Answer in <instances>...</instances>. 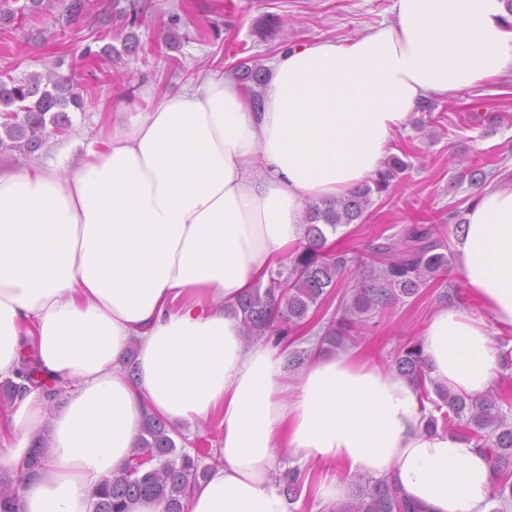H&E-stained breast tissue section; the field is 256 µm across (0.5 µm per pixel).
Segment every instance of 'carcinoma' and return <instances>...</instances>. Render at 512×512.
<instances>
[{"mask_svg":"<svg viewBox=\"0 0 512 512\" xmlns=\"http://www.w3.org/2000/svg\"><path fill=\"white\" fill-rule=\"evenodd\" d=\"M13 2L18 0H0V22L12 21L18 12L37 13L44 5V0H25L16 10L11 7ZM91 11L90 0H68L64 11L52 16V26L63 31ZM83 104L72 80L51 70L21 80H0V155L27 157L38 151L51 136L68 130V110L80 109ZM408 168L407 161L392 156L374 178L346 196L307 203L303 241L289 257L287 269L270 270L267 281H258L237 302L245 342L263 336L285 339L299 333L340 288V307L319 336L320 344L339 346L347 339H359L371 318L416 295L428 279L451 275V256L443 252L442 224L416 221L360 253L327 245L328 231L361 220L372 196L387 192ZM458 178L480 189L488 173L472 165ZM393 364L397 372L416 382L420 401L440 412L438 418L429 416L428 429L442 428L474 441L489 456L493 498L511 501L512 419L502 411L499 393L491 389L474 399L433 385L427 377L423 346L417 342L405 344ZM19 377L20 383L9 380L0 386V399L6 407L23 397L28 383L41 389L50 403L62 392L61 385L42 380L29 363ZM179 437L164 419L146 414L131 456L96 489L92 512H128L132 503L142 499L162 504L163 512H189L191 486L209 472L210 467L200 461L211 455V449L199 444L189 452L177 446ZM347 480L353 487L352 497L327 506L328 512H426L386 479L350 475ZM17 500V480L1 472L0 512H17Z\"/></svg>","mask_w":512,"mask_h":512,"instance_id":"1","label":"carcinoma"}]
</instances>
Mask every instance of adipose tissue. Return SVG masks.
Listing matches in <instances>:
<instances>
[{
  "label": "adipose tissue",
  "mask_w": 512,
  "mask_h": 512,
  "mask_svg": "<svg viewBox=\"0 0 512 512\" xmlns=\"http://www.w3.org/2000/svg\"><path fill=\"white\" fill-rule=\"evenodd\" d=\"M511 16L506 0H394L367 35L281 55L261 107L214 73L127 113L74 169L0 171V381L28 338L66 388L55 410L34 389L0 413L20 512H91L149 411L218 420L191 512H298L273 476L282 448L390 480L426 512H491L487 455L428 431L410 380L339 350L288 375V343L246 344L233 307L301 243L308 200L376 176L421 100L512 71ZM456 248L483 313L440 307L423 353L435 384L477 397L503 371L495 330H512V181L481 191Z\"/></svg>",
  "instance_id": "ef3b65f1"
}]
</instances>
